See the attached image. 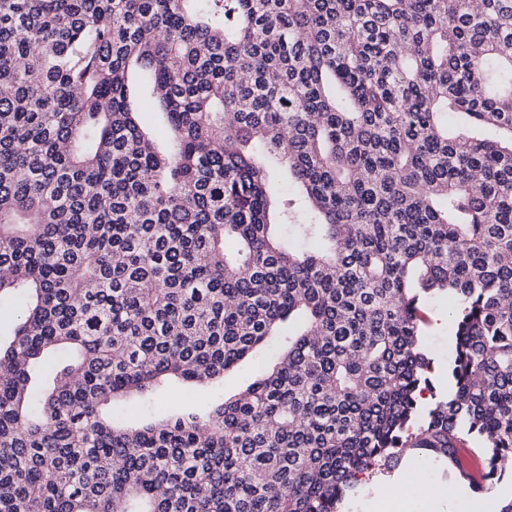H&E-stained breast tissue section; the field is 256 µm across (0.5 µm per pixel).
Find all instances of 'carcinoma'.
Returning a JSON list of instances; mask_svg holds the SVG:
<instances>
[{
  "mask_svg": "<svg viewBox=\"0 0 512 512\" xmlns=\"http://www.w3.org/2000/svg\"><path fill=\"white\" fill-rule=\"evenodd\" d=\"M2 270L0 512H339L407 448H468L490 489L512 0H0ZM440 297L452 385L422 411ZM262 345L238 394L123 425L117 399Z\"/></svg>",
  "mask_w": 512,
  "mask_h": 512,
  "instance_id": "carcinoma-1",
  "label": "carcinoma"
}]
</instances>
